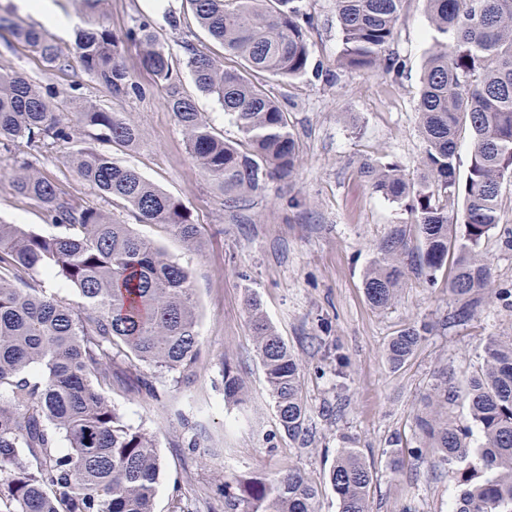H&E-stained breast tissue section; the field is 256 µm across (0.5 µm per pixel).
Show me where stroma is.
Returning <instances> with one entry per match:
<instances>
[{
    "instance_id": "1",
    "label": "stroma",
    "mask_w": 512,
    "mask_h": 512,
    "mask_svg": "<svg viewBox=\"0 0 512 512\" xmlns=\"http://www.w3.org/2000/svg\"><path fill=\"white\" fill-rule=\"evenodd\" d=\"M54 2L79 27L103 26L121 37L120 60L139 92L112 100L79 66L47 70L5 33L0 68L23 73L63 105L88 101L124 113L141 136L115 151V158L180 202L200 232L190 247L164 226L134 227L191 271L201 349L198 364L184 375H160L139 365L156 394L117 382L108 395L129 423L156 441L161 471L154 512H224L219 489L225 472L273 474L289 467L320 486L317 512H338L328 472L342 448L360 449L373 472L368 512H451L459 491L456 468L422 447L416 417L441 371L465 388L486 342L512 338V306L498 296L499 289H512V248L504 244V231L512 228V185L502 192V227L481 245L491 287L483 291V304L471 321L447 323L457 302L444 272L432 285L407 271L392 306L379 310L370 304L364 275L376 247L393 226L410 224L412 216L404 204L374 193L358 166L371 158L398 163L407 176L417 174L425 143L416 105L434 35L425 0L403 2L393 50L405 71L397 79L371 71L337 72L342 41L335 0H303L314 69L297 79L265 82L268 94L287 111L299 142L294 174L231 206L192 160L186 135L166 105L165 89L143 69L139 46L125 39L136 20H151L172 58L181 92L208 116L218 136L237 140L235 122L214 97L197 91L186 68V44L211 42L188 0H167L157 11L147 0H107L99 13L86 11L81 0ZM171 14L179 18L178 28L169 26ZM91 144L106 148L84 133L77 141L46 148L37 166L63 191L129 221L122 202L102 198L67 161ZM12 176L13 160L0 152V224L49 231L41 208L15 194ZM250 294L261 301L299 363L310 416L307 445L288 439L279 427L245 306ZM421 325L428 331L414 355L391 367L385 357L389 340ZM228 365L242 383L243 402L224 399ZM194 437L205 446V456L189 450ZM397 458L402 467L394 466Z\"/></svg>"
}]
</instances>
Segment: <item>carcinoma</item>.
I'll use <instances>...</instances> for the list:
<instances>
[{
  "mask_svg": "<svg viewBox=\"0 0 512 512\" xmlns=\"http://www.w3.org/2000/svg\"><path fill=\"white\" fill-rule=\"evenodd\" d=\"M301 0H189L198 24L242 59L227 67L208 49L187 46L186 66L199 91L214 96L243 135H216L206 115L180 92L169 54L152 23L141 19L125 38L143 50V65L167 90L166 103L188 138L195 163L230 205L293 175L298 141L288 112L256 75L297 78L311 67ZM403 0H336L342 34L338 68L399 76L390 52ZM436 33L424 65L417 112L426 144L421 173L410 180L393 162L367 160L360 174L373 191L408 203L417 242L397 225L378 244L364 281L375 308L388 307L411 268L434 279L451 266L448 292L463 300L448 319L474 316L475 294L490 281L482 241L502 221L503 186L512 182V0H426ZM0 29L39 55L49 68L65 59L44 27L0 17ZM121 40L109 29H79L74 51L84 72L120 100L139 91L119 62ZM53 94L22 74L0 69V151L14 161L13 187L36 203L53 231L0 224V506L5 512H154L160 473L155 440L128 424L107 394L121 379L116 366L146 364L181 374L199 360L197 306L189 270L165 258L132 225L64 193L36 167V154L73 141L82 127L95 139L126 147L139 137L122 113L95 106L75 123L59 118ZM466 129L472 150L464 179L455 144ZM78 176L101 197L120 200L139 224H160L187 243L197 225L180 202L112 154L86 148L74 156ZM39 275L74 288L73 305L43 290ZM246 305L282 432L305 446L309 416L299 364L266 318L259 299ZM426 327L393 337L394 368L415 352ZM459 390L439 376L416 418L424 447L462 468L452 512H512V340L491 339L466 386L471 425L448 420ZM224 399L243 401L238 376L224 365ZM482 442L471 444L472 427ZM65 447L58 446L59 440ZM478 456L481 472H472ZM373 475L358 448H342L329 470L338 512H367ZM224 512H316L317 484L290 468L274 476L224 475Z\"/></svg>",
  "mask_w": 512,
  "mask_h": 512,
  "instance_id": "1",
  "label": "carcinoma"
}]
</instances>
